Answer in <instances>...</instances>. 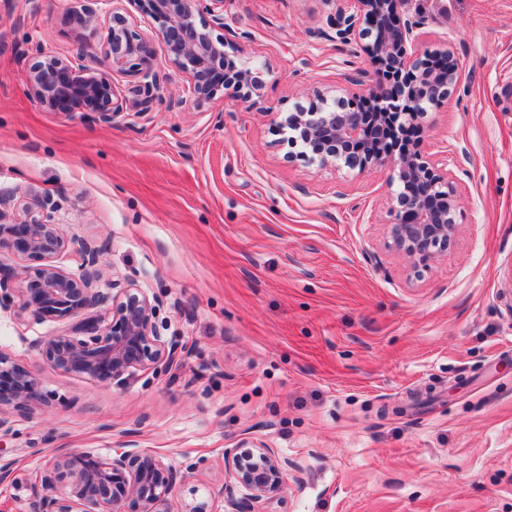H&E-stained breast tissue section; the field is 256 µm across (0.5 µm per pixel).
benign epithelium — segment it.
<instances>
[{
  "instance_id": "benign-epithelium-1",
  "label": "benign epithelium",
  "mask_w": 512,
  "mask_h": 512,
  "mask_svg": "<svg viewBox=\"0 0 512 512\" xmlns=\"http://www.w3.org/2000/svg\"><path fill=\"white\" fill-rule=\"evenodd\" d=\"M135 6L143 22L154 26L169 60L184 73L198 104L216 99L223 86L214 74L224 62L240 60V88L257 93L263 86L260 70L242 59L239 39L232 31L219 40L197 27L202 11L224 24V0H82L81 18L91 22L103 14L109 19L103 58L95 65L65 64L46 56L31 69V94L50 110L80 112L110 125L129 111L148 109L161 81L152 65L153 48L131 30L122 2ZM352 13L336 21L333 39L356 44L361 54L380 65L395 63L410 72L403 107L392 111L380 93L371 100L375 112H346L340 101L324 94L320 106L291 112L280 122L295 134L300 156L320 167L333 166L363 174L384 168L393 187L388 202L384 247L407 258L413 272L431 266L455 242L461 213L457 177L448 169V151L432 158L421 144L394 155L385 147L384 132L402 117L422 121L426 110L441 104L459 79L452 52L418 53V30L423 16L407 10L412 0H354ZM134 78L131 97L115 93L111 71ZM40 262L21 288V308L33 317L71 320L60 333L38 341L39 351L66 374L111 382L136 372L179 361L178 348L159 336L155 318L162 301L133 283L112 282L100 287V259L106 245L80 237H65L41 210L28 208L12 218L0 210V245ZM67 253L78 262L73 275L56 265ZM14 272L0 269V308L11 307ZM13 387L0 391V428L11 408H33L46 403L41 380L11 356L0 352V379ZM284 465L275 449L245 437L224 449V482L199 498L173 507L171 494L178 480L194 473L197 465L179 472L147 450L124 451L106 458L68 453L40 474V488L30 512H275L285 485Z\"/></svg>"
}]
</instances>
